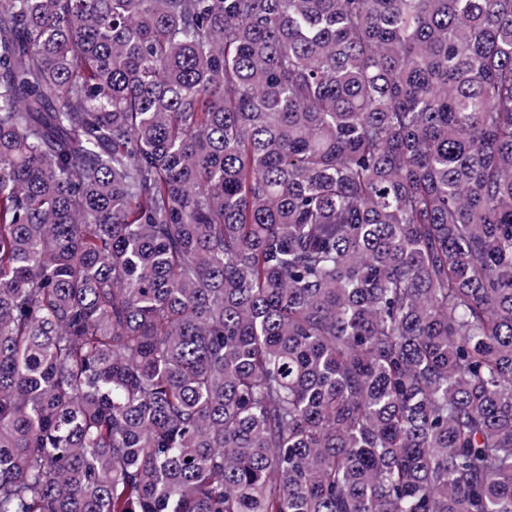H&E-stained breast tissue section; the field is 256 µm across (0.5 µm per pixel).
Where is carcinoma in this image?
Returning <instances> with one entry per match:
<instances>
[{
	"label": "carcinoma",
	"mask_w": 512,
	"mask_h": 512,
	"mask_svg": "<svg viewBox=\"0 0 512 512\" xmlns=\"http://www.w3.org/2000/svg\"><path fill=\"white\" fill-rule=\"evenodd\" d=\"M0 512H512V0H0Z\"/></svg>",
	"instance_id": "cac0c4a2"
}]
</instances>
